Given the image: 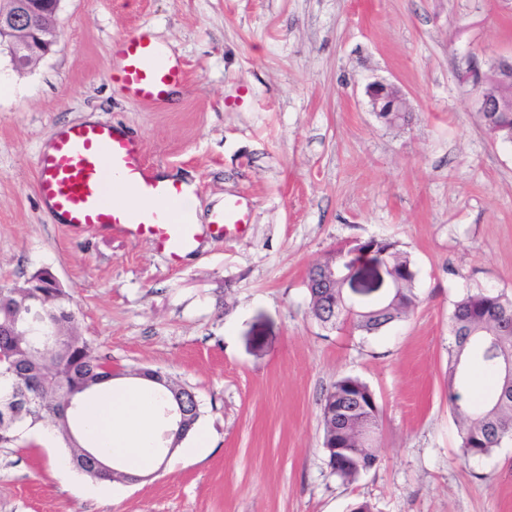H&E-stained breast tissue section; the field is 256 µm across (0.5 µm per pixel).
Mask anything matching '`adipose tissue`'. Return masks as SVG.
Instances as JSON below:
<instances>
[{
    "instance_id": "adipose-tissue-1",
    "label": "adipose tissue",
    "mask_w": 512,
    "mask_h": 512,
    "mask_svg": "<svg viewBox=\"0 0 512 512\" xmlns=\"http://www.w3.org/2000/svg\"><path fill=\"white\" fill-rule=\"evenodd\" d=\"M163 390L143 378L112 387L103 383L84 407L80 436L106 458H119L127 472L146 474L157 463L155 425Z\"/></svg>"
}]
</instances>
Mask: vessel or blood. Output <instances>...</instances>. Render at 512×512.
Masks as SVG:
<instances>
[{"instance_id": "obj_1", "label": "vessel or blood", "mask_w": 512, "mask_h": 512, "mask_svg": "<svg viewBox=\"0 0 512 512\" xmlns=\"http://www.w3.org/2000/svg\"><path fill=\"white\" fill-rule=\"evenodd\" d=\"M122 66L113 68V80L147 104L162 102L169 87L184 80L179 66L162 64L150 43L140 38L124 42ZM38 190L76 230H94L108 225L133 236L150 238L172 263H179L197 234L188 217L174 219L168 212L133 210L107 198L112 179L118 178L143 194L176 203L181 185L161 182L148 166L143 146L132 134L110 125L78 123L57 133L52 152L37 158ZM249 215L240 204L220 213L209 229L227 236L239 232Z\"/></svg>"}]
</instances>
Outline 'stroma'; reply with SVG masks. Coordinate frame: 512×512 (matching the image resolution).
I'll return each mask as SVG.
<instances>
[{
  "mask_svg": "<svg viewBox=\"0 0 512 512\" xmlns=\"http://www.w3.org/2000/svg\"><path fill=\"white\" fill-rule=\"evenodd\" d=\"M53 51L0 55V284L50 269L112 372L159 369L195 392L209 448L105 491L55 468L41 426L0 447V512H512V440L463 461L448 400V317L469 291L512 297V144L482 125L462 75L512 54V0H62ZM147 29L185 80L136 101L113 48ZM399 85L389 126L367 88ZM138 136L196 186L201 223L229 203L245 230H201L179 263L146 238L57 223L36 162L85 121ZM397 241L416 307L379 334L324 329L310 267L337 246ZM373 390L378 463L330 475L320 403L340 377Z\"/></svg>",
  "mask_w": 512,
  "mask_h": 512,
  "instance_id": "stroma-1",
  "label": "stroma"
}]
</instances>
